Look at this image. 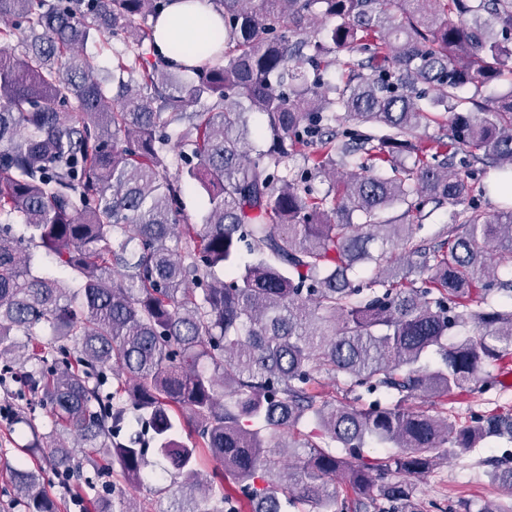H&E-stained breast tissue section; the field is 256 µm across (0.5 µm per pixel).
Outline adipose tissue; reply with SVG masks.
I'll use <instances>...</instances> for the list:
<instances>
[{"instance_id": "obj_1", "label": "adipose tissue", "mask_w": 512, "mask_h": 512, "mask_svg": "<svg viewBox=\"0 0 512 512\" xmlns=\"http://www.w3.org/2000/svg\"><path fill=\"white\" fill-rule=\"evenodd\" d=\"M223 39L224 26L207 0H174L158 21L157 49L173 64L196 65Z\"/></svg>"}]
</instances>
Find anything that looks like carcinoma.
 Returning <instances> with one entry per match:
<instances>
[{
	"instance_id": "obj_1",
	"label": "carcinoma",
	"mask_w": 512,
	"mask_h": 512,
	"mask_svg": "<svg viewBox=\"0 0 512 512\" xmlns=\"http://www.w3.org/2000/svg\"><path fill=\"white\" fill-rule=\"evenodd\" d=\"M169 2L0 0V384L21 381L16 422L36 404L52 426L21 451L139 486L152 444L188 512H414V478L512 438L511 417L447 411L512 369V204L485 215L454 163L493 164L480 193L508 196L512 78L478 95L512 75V0H211L224 44L186 83L155 47ZM95 34L128 43L110 88L75 52ZM250 109L269 136L256 154ZM185 179L208 197L200 224ZM448 205L454 223L417 237ZM40 248L69 278L35 270ZM328 376L349 401L326 398ZM422 397L436 414L407 405ZM130 412L141 431L121 440ZM270 427L294 466L268 455ZM501 465L509 501L483 512H512ZM11 477L14 508L58 512L39 469ZM96 512L147 510L119 491Z\"/></svg>"
}]
</instances>
